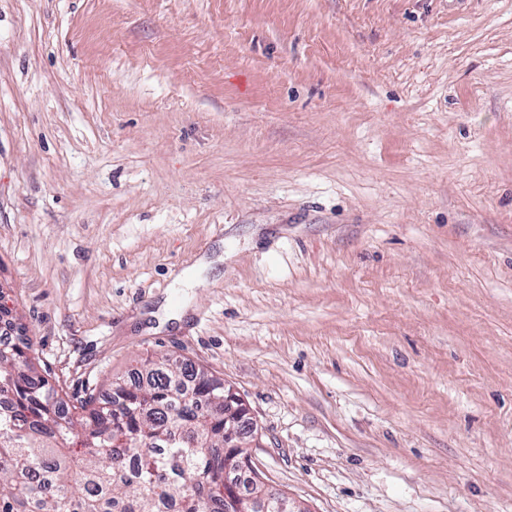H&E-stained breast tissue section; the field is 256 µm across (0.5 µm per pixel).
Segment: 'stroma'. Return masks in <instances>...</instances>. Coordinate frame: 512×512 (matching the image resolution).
Here are the masks:
<instances>
[{
	"label": "stroma",
	"instance_id": "obj_1",
	"mask_svg": "<svg viewBox=\"0 0 512 512\" xmlns=\"http://www.w3.org/2000/svg\"><path fill=\"white\" fill-rule=\"evenodd\" d=\"M0 292L304 512H512V0H0Z\"/></svg>",
	"mask_w": 512,
	"mask_h": 512
}]
</instances>
